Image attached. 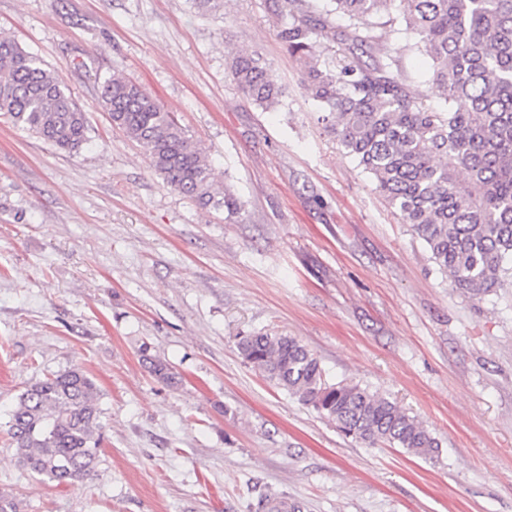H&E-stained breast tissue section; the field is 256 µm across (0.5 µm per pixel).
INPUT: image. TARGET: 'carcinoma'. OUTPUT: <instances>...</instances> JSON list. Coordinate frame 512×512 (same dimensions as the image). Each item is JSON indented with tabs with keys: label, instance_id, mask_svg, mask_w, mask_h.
<instances>
[{
	"label": "carcinoma",
	"instance_id": "1",
	"mask_svg": "<svg viewBox=\"0 0 512 512\" xmlns=\"http://www.w3.org/2000/svg\"><path fill=\"white\" fill-rule=\"evenodd\" d=\"M348 25L334 27L285 0L279 37L305 64L303 86L321 122L376 189L423 240L451 284L474 297L502 286L512 265V0H333ZM405 27L431 62L444 110L410 91L382 48L321 67L317 39L349 51L375 40L372 28ZM229 73L257 106L280 105L282 90L259 56L239 54ZM100 104L145 151L153 169L199 205L237 218L243 203L219 197L201 149L174 115L134 82L112 76ZM59 149L88 140L86 113L62 81L13 38L0 36V117ZM249 363L311 405L346 435L432 459L439 442L387 398L357 384L329 385L320 361L290 336L238 337ZM102 410L93 380L78 368L29 385L9 413L19 463L51 482L73 484L97 472Z\"/></svg>",
	"mask_w": 512,
	"mask_h": 512
}]
</instances>
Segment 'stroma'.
I'll return each instance as SVG.
<instances>
[{
  "mask_svg": "<svg viewBox=\"0 0 512 512\" xmlns=\"http://www.w3.org/2000/svg\"><path fill=\"white\" fill-rule=\"evenodd\" d=\"M282 0H0V35L84 109L68 152L0 122V491L19 512H512V288H452L335 134L279 37ZM411 91V35L383 30ZM258 54L284 90L228 74ZM119 73L173 112L240 217L167 184L99 104ZM299 340L330 382L379 393L441 448L423 459L339 432L246 362L237 338ZM177 377L158 379L140 346ZM71 368L95 382L100 465L59 485L22 468L9 412ZM229 73L238 89L257 106L270 109L280 105L282 90L269 76L256 54H239L231 60Z\"/></svg>",
  "mask_w": 512,
  "mask_h": 512,
  "instance_id": "obj_1",
  "label": "stroma"
}]
</instances>
